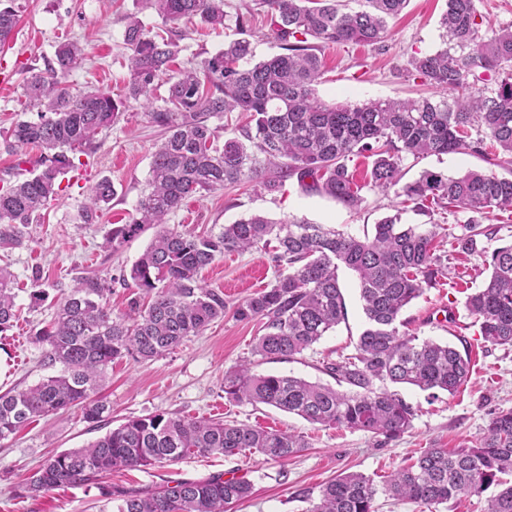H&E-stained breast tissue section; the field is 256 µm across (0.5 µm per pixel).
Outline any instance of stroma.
I'll use <instances>...</instances> for the list:
<instances>
[{
    "instance_id": "35a3bbf8",
    "label": "stroma",
    "mask_w": 512,
    "mask_h": 512,
    "mask_svg": "<svg viewBox=\"0 0 512 512\" xmlns=\"http://www.w3.org/2000/svg\"><path fill=\"white\" fill-rule=\"evenodd\" d=\"M21 3L23 9L14 34L0 49V131L10 127L25 108L22 67H44L56 45L63 41L79 42L88 57L84 68L69 76L71 85L78 89L91 86L114 96L121 94L129 77L122 17L134 11V0ZM444 8L445 0H409L400 15L389 19V32L383 43L322 48L324 73L316 86L318 97L329 103L354 104L431 94V87L408 77L405 68L411 56L440 48L439 17ZM227 10L247 17L245 36L253 42L257 58L276 52V44L266 39L271 28L265 8L255 0H228ZM160 139L159 129L149 124L143 109L124 112L103 133L96 153L73 172L67 193L49 203L38 222L29 225L24 244L0 247V266L15 276L18 309L13 326L0 333V393L35 385L48 376L36 334L52 320L61 290L70 289L78 277L95 274L111 281L108 302L116 316L141 297L139 288L121 285L119 277L130 271L146 249L152 230H145L115 252L104 249L102 243L112 228L131 217ZM481 165L479 158L460 154L409 159L405 162V178L415 180L426 170L457 176ZM348 167L355 181L364 186V202L356 211L304 190L293 180L272 195L245 181L186 200L171 215L169 224L179 231L198 234L219 230L241 216L260 213L275 221L297 217L316 224H333L360 236L382 216L393 212L399 199L395 193L366 188L369 160L358 157ZM103 177L112 180L116 196L93 223H85L81 213L87 188ZM482 268L479 256L461 259L452 279L426 289L402 314L410 331L419 337L468 351L472 374L452 396L442 392L433 398L418 388L400 387L401 396L420 409L412 430L400 439L383 443L369 433L314 426L274 407L236 404L224 396L225 372L245 361L258 374L328 382L321 364L351 353L365 325L356 277L343 269L339 282L347 310L345 321L297 359H261L253 352L260 334L259 323L238 321L228 312L173 352L146 362L130 358L113 362L102 390L110 408L108 426L112 428L130 417L176 415L294 432L307 439V449L282 464L265 461L255 451L233 456H189L161 467L119 470L107 476L104 483L147 490L167 480L234 474L252 481L254 492L250 499L230 506L229 512H305L307 505L297 498L298 489L316 491L337 475L352 471L364 473L379 484L394 470L412 463L425 449L453 450L473 445L494 412L512 408V347L484 344L478 325L464 306L467 296L484 282ZM275 274L271 252L255 251L224 255L202 269L199 280L203 286L222 293L232 305L265 288ZM40 289L47 293L41 301L34 297ZM103 434V429H91L81 410L74 408L33 422L0 441V512H99L101 485L96 483L57 488L32 498L17 497L16 490L45 455L86 446ZM497 492L493 485L482 495L433 509L381 495L375 506L378 512H489Z\"/></svg>"
}]
</instances>
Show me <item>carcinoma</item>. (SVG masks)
I'll return each mask as SVG.
<instances>
[{"instance_id":"cac0c4a2","label":"carcinoma","mask_w":512,"mask_h":512,"mask_svg":"<svg viewBox=\"0 0 512 512\" xmlns=\"http://www.w3.org/2000/svg\"><path fill=\"white\" fill-rule=\"evenodd\" d=\"M407 2L360 0L358 10L347 12L341 0H260L280 52L253 64L252 43L236 38L198 65L173 73L171 65L185 39L175 24L198 18L213 29H241L244 16L228 15L224 0H135L137 11L123 17L130 77L119 97L68 84L67 77L85 60L76 42L58 44L45 68L25 71L23 90L36 118L20 117L1 132L0 154L28 162L32 169L29 176L0 187V246H21L28 225L60 197L65 176L76 170V155L91 154L120 113L141 107L162 139L135 214L112 229L105 247L116 250L155 229L129 275L122 276L152 298L147 306L133 302L128 312L114 317L106 302L109 282L95 274L77 280L60 298L53 322L37 334L44 347L42 363L56 372L31 387L0 394V440L75 406L81 407L84 421H103L107 406L97 394L108 366L124 357L150 360L171 352L223 318L224 297L199 284V272L226 253L262 250L273 239L272 261L279 267L274 281L233 310L239 321H264V333L254 345L257 355L290 361L345 320L338 282L342 267L358 278L365 328L354 353L323 365L334 387L289 375L255 374L240 364L224 374V397L387 442L409 432L418 409L387 385L452 394L472 373L470 356L452 345L400 330L404 309L446 274L438 254L442 225L403 224L399 210L374 224L373 235L362 237L304 218L284 223L260 214L244 215L206 235H188L168 225V216L186 199L244 180L273 194L294 179L357 209L364 197L348 168L352 156L371 160L367 185L395 190L403 206L429 217L438 209L466 215L448 227V238L457 255L483 257L490 275L467 297L465 308L479 323L484 342L512 347V243L486 246L500 228L483 225L495 210L512 211V177L482 169L458 176L425 170L402 183L408 156L474 155L490 166L512 165V26L486 37L476 0H447L439 20L443 47L411 57L406 68L433 87L438 98L343 105L316 95L322 59L313 42L380 44L388 35V20ZM148 9L172 25L166 35L152 33L139 17ZM18 12L16 0H0V47L16 27ZM492 75L496 88L491 93L475 88ZM163 78L167 96L157 106L153 92ZM228 112L247 113L250 124L220 145L210 119ZM29 148L38 150L33 160L26 158ZM115 195L109 178L95 182L87 194L84 222L94 221ZM284 265L286 273L280 271ZM13 280L11 271L0 267V332L16 318ZM306 447L302 436L243 423L163 414L132 417L85 447L45 457L22 491L34 497L94 482L114 470L152 467L191 454L232 456L254 450L283 462ZM509 474L512 408L494 413L475 445L454 452L428 448L381 487L362 473L348 472L324 484L316 501L307 488L296 497L311 504L308 512H376L381 493L431 506L479 496L495 482L502 489L490 512H512V481L501 479ZM252 492L250 480L222 473L176 480L144 493L114 486L102 490L100 512H228Z\"/></svg>"}]
</instances>
